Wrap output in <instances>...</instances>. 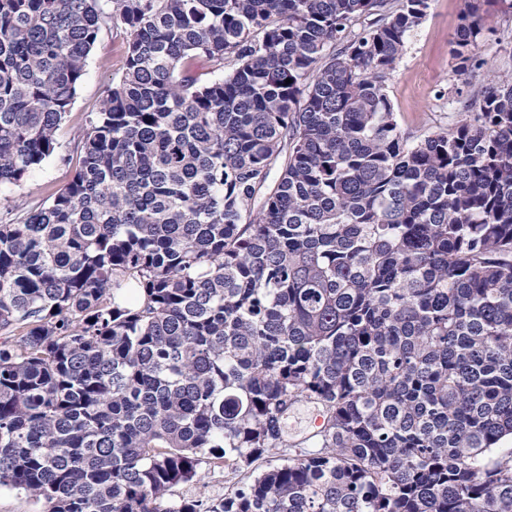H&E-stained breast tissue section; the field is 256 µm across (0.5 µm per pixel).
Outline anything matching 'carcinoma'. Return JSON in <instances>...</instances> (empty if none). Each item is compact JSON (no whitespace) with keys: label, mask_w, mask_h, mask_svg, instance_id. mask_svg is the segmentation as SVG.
I'll list each match as a JSON object with an SVG mask.
<instances>
[{"label":"carcinoma","mask_w":512,"mask_h":512,"mask_svg":"<svg viewBox=\"0 0 512 512\" xmlns=\"http://www.w3.org/2000/svg\"><path fill=\"white\" fill-rule=\"evenodd\" d=\"M428 8L0 0V184L127 33L73 178L0 224V487L201 512L172 488L276 455L207 512H512V77L404 137L385 82Z\"/></svg>","instance_id":"obj_1"}]
</instances>
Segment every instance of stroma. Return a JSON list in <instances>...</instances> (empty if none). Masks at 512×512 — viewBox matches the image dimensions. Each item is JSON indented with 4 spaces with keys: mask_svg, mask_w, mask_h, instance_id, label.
<instances>
[{
    "mask_svg": "<svg viewBox=\"0 0 512 512\" xmlns=\"http://www.w3.org/2000/svg\"><path fill=\"white\" fill-rule=\"evenodd\" d=\"M465 0H430L427 16L410 38L406 51L386 81L402 133L417 139L453 127L461 113L479 109L472 92L487 80L486 72L457 76L449 54L450 41L460 23ZM483 35L475 52L496 70L512 71V13L501 0H484L481 7ZM126 33L104 28L85 67L76 97L57 131V149L20 183L0 186V224L16 213L47 203L51 195L73 177L79 146L90 117L97 112L123 63ZM277 457H263L228 476L218 469L201 467L197 481L175 486L173 499L189 497L205 503L247 484L263 470L279 465Z\"/></svg>",
    "mask_w": 512,
    "mask_h": 512,
    "instance_id": "35a3bbf8",
    "label": "stroma"
}]
</instances>
